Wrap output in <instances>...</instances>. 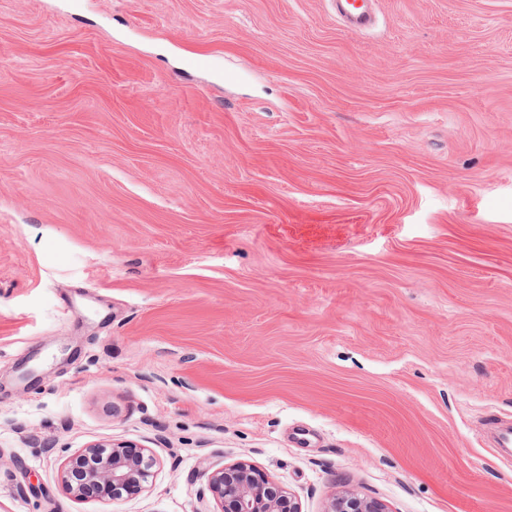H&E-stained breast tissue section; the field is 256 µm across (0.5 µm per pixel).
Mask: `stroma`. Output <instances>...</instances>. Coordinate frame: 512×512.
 Segmentation results:
<instances>
[{
  "mask_svg": "<svg viewBox=\"0 0 512 512\" xmlns=\"http://www.w3.org/2000/svg\"><path fill=\"white\" fill-rule=\"evenodd\" d=\"M376 7L0 0V512H512V0ZM366 2L358 4L351 0H336V11L350 29L364 31L373 25L374 16ZM132 444L101 441L66 457L61 473L64 492L72 499L95 498L114 502L152 484L157 459L147 449L133 450ZM84 465L80 467V465ZM82 470L83 480L75 482L72 472ZM205 490L214 512H302L296 496L247 462L206 468ZM325 512H389V510L387 505L378 499L347 491L333 497Z\"/></svg>",
  "mask_w": 512,
  "mask_h": 512,
  "instance_id": "obj_1",
  "label": "stroma"
}]
</instances>
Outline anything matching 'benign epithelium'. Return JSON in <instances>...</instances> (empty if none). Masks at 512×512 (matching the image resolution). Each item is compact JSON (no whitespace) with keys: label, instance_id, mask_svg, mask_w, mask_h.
Listing matches in <instances>:
<instances>
[{"label":"benign epithelium","instance_id":"benign-epithelium-1","mask_svg":"<svg viewBox=\"0 0 512 512\" xmlns=\"http://www.w3.org/2000/svg\"><path fill=\"white\" fill-rule=\"evenodd\" d=\"M157 459L147 449L101 441L66 457L61 473L64 492L72 499L114 502L153 482ZM205 490L215 512H302L296 496L247 462L207 468ZM325 512H389L382 501L353 491L332 498Z\"/></svg>","mask_w":512,"mask_h":512}]
</instances>
